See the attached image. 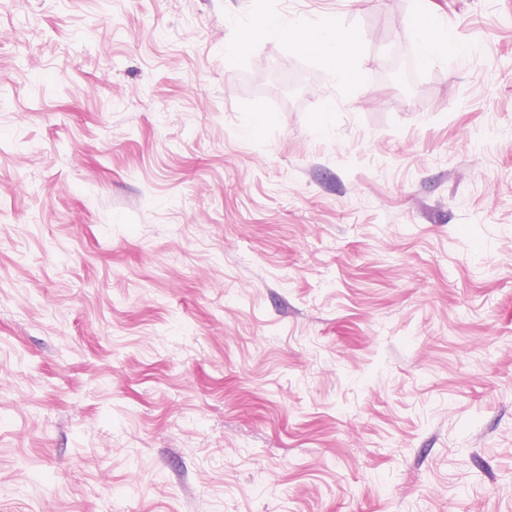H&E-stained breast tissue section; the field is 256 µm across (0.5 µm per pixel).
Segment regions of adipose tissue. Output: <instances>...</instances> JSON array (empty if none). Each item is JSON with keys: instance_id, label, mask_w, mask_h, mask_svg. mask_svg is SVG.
Returning <instances> with one entry per match:
<instances>
[{"instance_id": "obj_1", "label": "adipose tissue", "mask_w": 512, "mask_h": 512, "mask_svg": "<svg viewBox=\"0 0 512 512\" xmlns=\"http://www.w3.org/2000/svg\"><path fill=\"white\" fill-rule=\"evenodd\" d=\"M283 33L294 43L304 45L307 49L324 56L336 84H346L350 73L344 65L345 59L352 52V43L343 31L330 24L321 29H314L302 19H295L284 27Z\"/></svg>"}]
</instances>
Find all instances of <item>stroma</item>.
<instances>
[{
    "label": "stroma",
    "mask_w": 512,
    "mask_h": 512,
    "mask_svg": "<svg viewBox=\"0 0 512 512\" xmlns=\"http://www.w3.org/2000/svg\"><path fill=\"white\" fill-rule=\"evenodd\" d=\"M0 512H512V0H0ZM415 35L430 54L441 49L454 54H466L468 52L467 48L459 43L452 33L448 32L447 29L434 26L425 15L417 17ZM281 31L289 41L302 44L307 49L324 56L332 79L337 85H343L349 81L350 73L344 65V60L352 52V43L335 23L322 29H313L304 20L298 18L290 21L287 27L281 28Z\"/></svg>",
    "instance_id": "35a3bbf8"
}]
</instances>
